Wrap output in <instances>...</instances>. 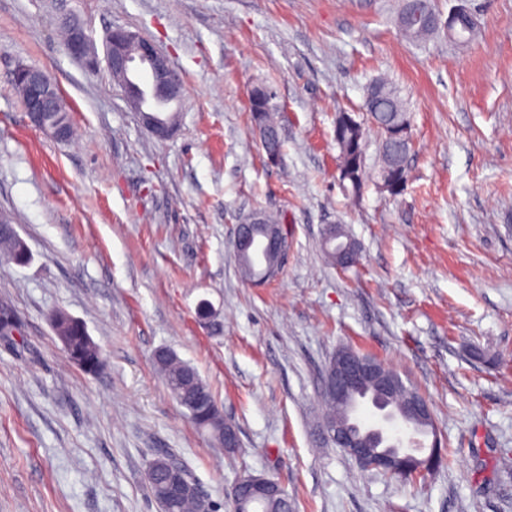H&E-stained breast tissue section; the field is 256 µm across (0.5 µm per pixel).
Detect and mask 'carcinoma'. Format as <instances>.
<instances>
[{
	"label": "carcinoma",
	"mask_w": 512,
	"mask_h": 512,
	"mask_svg": "<svg viewBox=\"0 0 512 512\" xmlns=\"http://www.w3.org/2000/svg\"><path fill=\"white\" fill-rule=\"evenodd\" d=\"M409 9L410 3H404L398 15L399 31L406 39L424 40L440 30V27L433 23L421 29L405 26L403 19ZM362 109L360 121H354L348 112H340L336 115L335 125L336 144L339 148V178L342 181L349 180L348 190L355 198L361 195L366 179L367 125L375 124L382 137L381 161L378 167L380 172L389 171L408 177L407 145L395 143L389 133L396 127L404 138L411 139L409 112L398 90L390 82L382 79L373 81L365 93ZM277 112L279 106L272 98L262 119V124L269 130V135L261 136L263 148L267 153H279L282 148ZM7 228V224L0 226V258L18 264L27 262L29 257L25 243L7 233ZM238 265L244 276L250 280L259 283L271 280V277L266 275V267L261 261L246 257L238 261ZM16 326V315L12 307L0 303V337L12 338V331ZM52 326L73 364L89 373L97 372L104 365L102 351L80 320L64 311H58L52 316ZM155 364L172 394L188 410L193 423L199 429L208 432L216 445L227 452L230 451L229 433L233 425L224 419V413L219 410V404L212 391L196 370L171 351L155 356ZM174 459V455L162 452L149 462L147 481L150 492L161 512H200L198 484L193 478L189 480L183 494L170 505H165L160 499L163 477ZM250 509L251 512H294L295 505L288 498L281 503H275L261 495H255L250 499Z\"/></svg>",
	"instance_id": "obj_1"
}]
</instances>
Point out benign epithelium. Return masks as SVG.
<instances>
[{
  "label": "benign epithelium",
  "instance_id": "benign-epithelium-1",
  "mask_svg": "<svg viewBox=\"0 0 512 512\" xmlns=\"http://www.w3.org/2000/svg\"><path fill=\"white\" fill-rule=\"evenodd\" d=\"M470 15L463 9H454L442 22L448 35L456 36L469 25ZM67 49L75 58H85L90 66L95 59L87 57V38L83 31L71 26L68 29ZM107 71L120 79L130 108L137 112L141 124L154 136L165 139L176 128V120L156 106L144 105L131 86V76L144 73L154 99L162 103L180 102L185 96V84L181 74L172 66L168 57L149 38L124 28L110 31L105 42ZM9 82L20 95L30 122L53 138L66 141L70 127L47 124V117L68 111L65 99L50 75L42 68L23 63L16 64L7 75ZM270 94L267 89L254 87L248 100L254 111L265 110ZM286 238L280 226L266 228L262 216L250 214L237 227L235 252L255 256L258 251L285 255ZM401 378L393 370L375 358L367 357L352 349H341L331 358L325 372L323 396L338 404L355 398L358 403L372 406L377 416L372 423L364 422L359 411L351 413L352 422L323 423L321 432L329 442L350 457L365 470L401 471L417 468L426 471L431 457H423L413 448L414 437L405 420L430 421L433 416L428 400L412 396L402 411L381 409L368 398L370 393L388 395L398 390ZM262 486L280 487V484L264 475L244 474L232 487L235 499L246 500L251 489Z\"/></svg>",
  "mask_w": 512,
  "mask_h": 512
}]
</instances>
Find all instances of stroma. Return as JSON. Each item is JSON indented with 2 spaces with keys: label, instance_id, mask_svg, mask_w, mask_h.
<instances>
[{
  "label": "stroma",
  "instance_id": "1",
  "mask_svg": "<svg viewBox=\"0 0 512 512\" xmlns=\"http://www.w3.org/2000/svg\"><path fill=\"white\" fill-rule=\"evenodd\" d=\"M403 0H0V211L28 247L0 260V302L20 332L0 340V512H160L155 453L182 458L230 512L244 473L279 481L295 512H512V0L464 6L466 41L404 39ZM96 54L115 27L153 40L181 73L179 126L159 140L106 68L72 58L57 22ZM56 80L74 136L29 120L14 63ZM390 80L411 116L409 181L376 185L367 135L360 198L338 179L336 114ZM276 94L279 165L248 92ZM280 213L276 278H244L234 251L252 212ZM358 265H332L329 224ZM209 318H199L200 306ZM86 325L107 354L72 365L51 316ZM376 357L430 402L447 465L410 483L320 444L324 369L340 349ZM165 348L194 366L236 425L234 454L191 421L156 371Z\"/></svg>",
  "mask_w": 512,
  "mask_h": 512
}]
</instances>
